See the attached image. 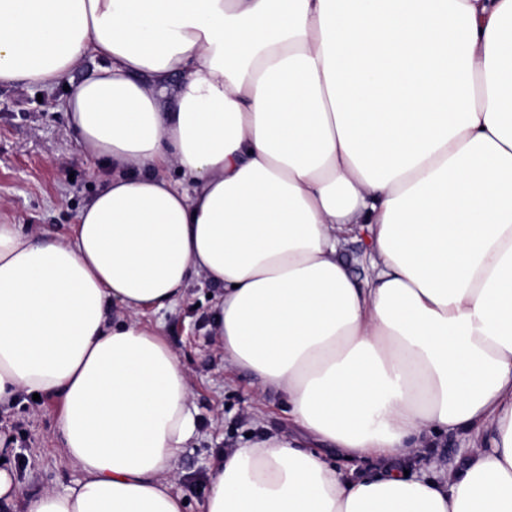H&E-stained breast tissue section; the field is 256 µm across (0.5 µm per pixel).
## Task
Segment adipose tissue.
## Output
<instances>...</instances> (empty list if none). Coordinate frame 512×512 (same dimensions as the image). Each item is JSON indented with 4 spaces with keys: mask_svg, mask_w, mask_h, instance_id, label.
<instances>
[{
    "mask_svg": "<svg viewBox=\"0 0 512 512\" xmlns=\"http://www.w3.org/2000/svg\"><path fill=\"white\" fill-rule=\"evenodd\" d=\"M18 82L68 85L110 174L72 240L0 224V412L62 397L81 474L23 497L0 431V506L185 512L191 380L140 316L196 283L225 366L314 444L244 441L201 512H512V0H0ZM453 433L444 476L320 452Z\"/></svg>",
    "mask_w": 512,
    "mask_h": 512,
    "instance_id": "adipose-tissue-1",
    "label": "adipose tissue"
}]
</instances>
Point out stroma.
<instances>
[{"mask_svg": "<svg viewBox=\"0 0 512 512\" xmlns=\"http://www.w3.org/2000/svg\"><path fill=\"white\" fill-rule=\"evenodd\" d=\"M63 87L41 90L22 83L0 86V221L31 230L52 227L71 238L79 210L103 185L104 169L87 159L62 108ZM209 287L194 286L174 305L148 312L145 323L158 326L179 355L192 380L197 436L179 457L177 490L185 512H200L210 467L247 433L282 434L288 416L280 398L268 394L253 413L258 382L244 371L225 366L207 331ZM63 403L57 397L18 401L0 416V426L14 438L13 468L24 493L50 486L62 491L80 477L53 442ZM469 445L461 435L437 438L421 457L390 461L393 470H440L457 467Z\"/></svg>", "mask_w": 512, "mask_h": 512, "instance_id": "35a3bbf8", "label": "stroma"}]
</instances>
